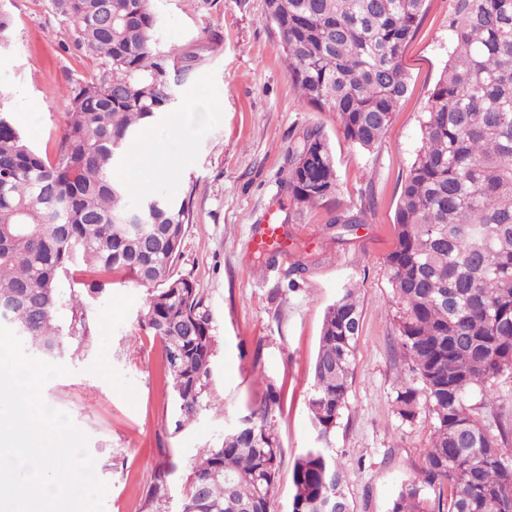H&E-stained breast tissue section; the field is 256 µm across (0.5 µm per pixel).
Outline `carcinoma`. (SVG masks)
Instances as JSON below:
<instances>
[{"label":"carcinoma","instance_id":"1","mask_svg":"<svg viewBox=\"0 0 512 512\" xmlns=\"http://www.w3.org/2000/svg\"><path fill=\"white\" fill-rule=\"evenodd\" d=\"M75 45L102 69L75 82L66 128L50 160L0 111V325L36 356L85 338V296L114 272L149 290L140 322L158 340L175 429L193 422L212 376L215 339L192 283L174 275L189 202L165 195L133 207L115 172L128 142L156 123L194 56L155 50L151 0H53ZM302 101L336 113L344 137L377 149L408 91L404 49L425 0H265ZM452 51L429 96L421 146L395 211L387 257L400 352L396 391L406 421L432 415L420 476L402 482L388 512H512V423L495 412V388L512 378V0H453ZM286 184L306 207L337 191L323 131L288 148ZM79 266L83 288L62 301L59 283ZM68 305L67 327L58 323ZM361 311L347 288L324 315L311 365L308 411L317 446L292 469L289 512H354L329 437L353 380ZM481 395L489 424L468 405ZM283 386L270 379L249 413L202 449L181 512H269L282 448L274 418ZM173 463L160 462L146 512L169 499Z\"/></svg>","mask_w":512,"mask_h":512}]
</instances>
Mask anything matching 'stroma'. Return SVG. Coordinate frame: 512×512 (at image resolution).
<instances>
[{
	"mask_svg": "<svg viewBox=\"0 0 512 512\" xmlns=\"http://www.w3.org/2000/svg\"><path fill=\"white\" fill-rule=\"evenodd\" d=\"M12 43L0 52V110L34 148L54 155L65 129L66 95L101 68L78 51L72 26L52 0H5ZM160 50L194 56L177 99L155 124L167 163L131 202L163 192L189 197L176 275L190 279L216 339L210 393L198 418L175 430L164 395L158 342L138 323L146 287L116 273L86 308L87 337L59 356L69 375L42 396L89 437L96 473L107 483L105 512H141L168 449L166 512H180L199 452L247 413L268 379L283 383L275 418L283 457L270 512H288L292 467L313 446L307 408L309 369L325 311L343 289L362 309L348 408L330 436L354 512H388L399 485L417 476L432 420L403 421L394 404L404 371L386 264L396 244L401 186L421 145L430 93L448 61L452 0H426L419 30L404 53L409 88L382 145L348 142L332 112L304 104L286 67L264 0H151ZM321 127L336 159L338 192L315 208L297 204L285 184L288 148ZM363 212L348 231L329 226L335 211ZM281 227L286 255L259 259L252 235L266 221Z\"/></svg>",
	"mask_w": 512,
	"mask_h": 512,
	"instance_id": "stroma-1",
	"label": "stroma"
}]
</instances>
